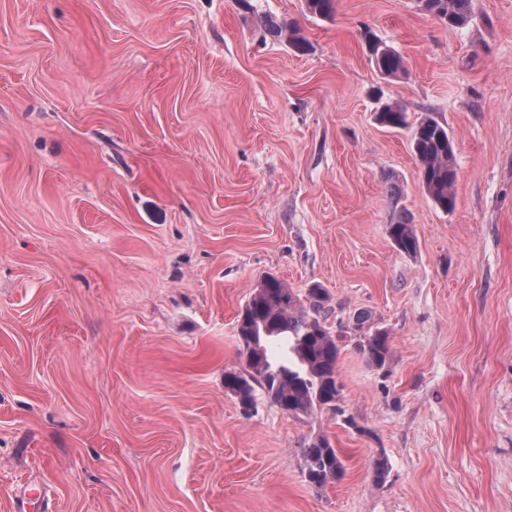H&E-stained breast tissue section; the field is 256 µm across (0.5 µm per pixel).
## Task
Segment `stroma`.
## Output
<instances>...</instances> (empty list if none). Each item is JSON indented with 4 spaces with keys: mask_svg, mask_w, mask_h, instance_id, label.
Wrapping results in <instances>:
<instances>
[{
    "mask_svg": "<svg viewBox=\"0 0 512 512\" xmlns=\"http://www.w3.org/2000/svg\"><path fill=\"white\" fill-rule=\"evenodd\" d=\"M287 21L307 51L262 37ZM371 30L404 58L385 79ZM455 141L456 205L411 132ZM406 216L416 255L388 224ZM326 288L342 415L243 409L237 316ZM389 333L377 368L357 313ZM326 435L323 488L300 450ZM388 472L375 481L373 463ZM512 512V0H0V512ZM422 10L448 28H460L471 20L472 0H418ZM377 120L392 130L412 127L411 146L419 162L422 187L442 211L453 210L457 171L454 163L455 144L448 133L447 124L427 115L410 125L408 112L401 105L386 102L380 105ZM306 481L322 487L330 480H338L344 474L343 461L339 450L324 435L315 436L301 448Z\"/></svg>",
    "mask_w": 512,
    "mask_h": 512,
    "instance_id": "35a3bbf8",
    "label": "stroma"
}]
</instances>
